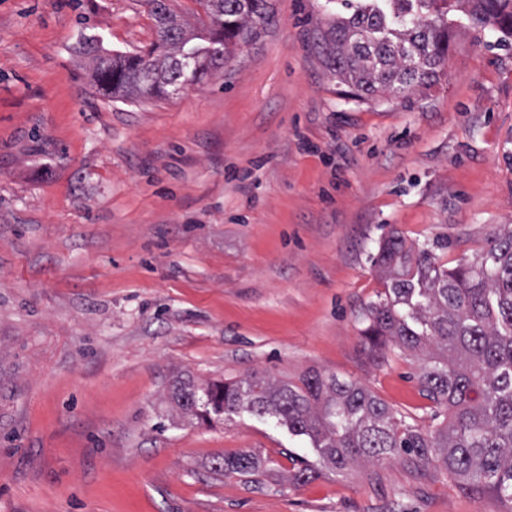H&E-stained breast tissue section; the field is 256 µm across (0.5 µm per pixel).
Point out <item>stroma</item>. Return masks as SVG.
<instances>
[{
  "mask_svg": "<svg viewBox=\"0 0 512 512\" xmlns=\"http://www.w3.org/2000/svg\"><path fill=\"white\" fill-rule=\"evenodd\" d=\"M269 25L167 99L94 93L76 44L140 52L146 0H0V512H499L401 458L321 471L248 413L172 402L259 371H318L423 428L419 360L371 357L358 314L398 231L455 266L512 224V49L454 11L440 82L362 102L318 48L339 0ZM255 454V474L224 457Z\"/></svg>",
  "mask_w": 512,
  "mask_h": 512,
  "instance_id": "35a3bbf8",
  "label": "stroma"
}]
</instances>
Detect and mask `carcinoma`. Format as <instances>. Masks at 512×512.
<instances>
[{
	"label": "carcinoma",
	"instance_id": "1",
	"mask_svg": "<svg viewBox=\"0 0 512 512\" xmlns=\"http://www.w3.org/2000/svg\"><path fill=\"white\" fill-rule=\"evenodd\" d=\"M154 5L158 40L144 54H109L86 44L98 90L118 101L162 98L179 91L184 53L208 59L194 70L199 83L224 67L240 43L272 19L269 0H199L209 29L190 28L164 0ZM319 47L329 71L359 100L424 92L448 60V14L468 7L472 23L512 39V0H340ZM372 263L385 297L364 308L362 335L373 350L392 346L419 357L422 392L448 408V424L425 430L397 417L364 386L315 371L300 384L256 373L234 382L172 388L174 403L203 421L247 412L269 417L309 438L319 462L339 472L358 461L400 457L420 471L434 466L448 483L476 500L493 498L512 512V224L489 250L454 267L438 264L396 231L380 242ZM258 459L239 452L224 471L253 474Z\"/></svg>",
	"mask_w": 512,
	"mask_h": 512
}]
</instances>
